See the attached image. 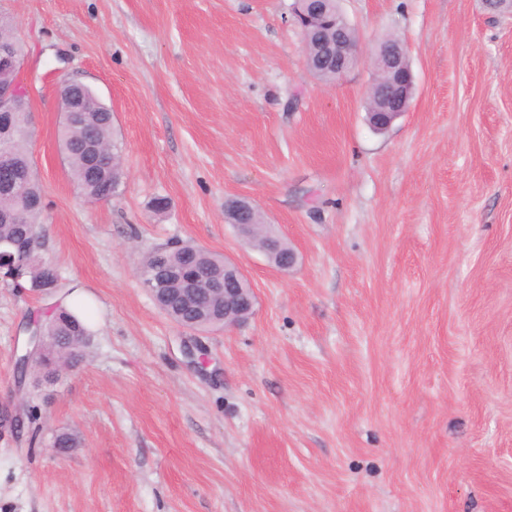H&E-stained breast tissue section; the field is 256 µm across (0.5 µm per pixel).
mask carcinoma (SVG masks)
Returning a JSON list of instances; mask_svg holds the SVG:
<instances>
[{"label": "carcinoma", "mask_w": 512, "mask_h": 512, "mask_svg": "<svg viewBox=\"0 0 512 512\" xmlns=\"http://www.w3.org/2000/svg\"><path fill=\"white\" fill-rule=\"evenodd\" d=\"M94 112L84 117H64L58 130L59 148L67 162L70 178L88 203L107 202L114 197L124 178L121 156L113 139L112 112L87 93ZM28 112L12 116L13 132L4 136L0 152L7 177H0V241H10L28 250L35 260L21 271H3L5 283L15 288L43 293L57 289L58 269L38 257L42 238L45 189L34 176L29 152ZM184 278H203L216 288L224 287V258L193 244L174 249H154L144 258L140 276L151 282L158 302L167 305L170 315L187 323L195 317L180 313L176 288ZM44 346L30 355V363L49 382L60 372L83 362L91 344L86 316L58 304L41 321Z\"/></svg>", "instance_id": "1"}]
</instances>
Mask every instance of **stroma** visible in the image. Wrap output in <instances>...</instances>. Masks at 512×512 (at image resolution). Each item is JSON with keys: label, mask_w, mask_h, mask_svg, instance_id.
Returning a JSON list of instances; mask_svg holds the SVG:
<instances>
[{"label": "stroma", "mask_w": 512, "mask_h": 512, "mask_svg": "<svg viewBox=\"0 0 512 512\" xmlns=\"http://www.w3.org/2000/svg\"><path fill=\"white\" fill-rule=\"evenodd\" d=\"M293 0H0L25 46L42 255L91 301L79 368L19 377L53 298L0 283V512H512V13L486 0H339L364 51L417 78L385 132L374 70L308 72ZM112 112L126 176L88 204L58 148L61 82ZM169 201L155 211V197ZM252 202L277 270L224 221ZM224 255L254 293L178 326L152 249ZM77 434L55 450L53 434Z\"/></svg>", "instance_id": "obj_1"}]
</instances>
